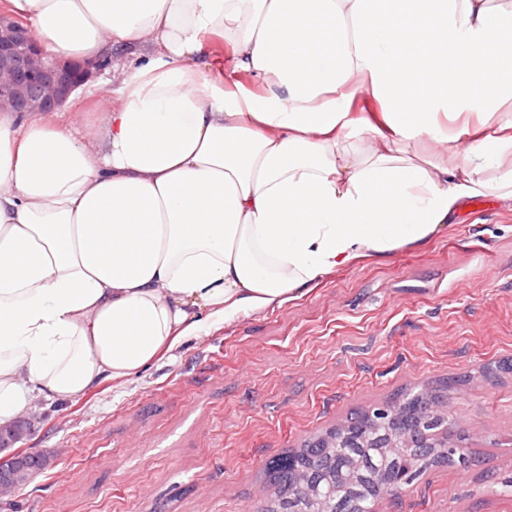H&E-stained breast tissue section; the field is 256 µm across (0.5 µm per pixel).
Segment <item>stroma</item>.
<instances>
[{
	"mask_svg": "<svg viewBox=\"0 0 512 512\" xmlns=\"http://www.w3.org/2000/svg\"><path fill=\"white\" fill-rule=\"evenodd\" d=\"M512 204L465 201L421 248L217 322L130 380L33 400L44 470L0 512H258L266 464L351 414L468 377L443 412L469 464L427 467L379 512H512Z\"/></svg>",
	"mask_w": 512,
	"mask_h": 512,
	"instance_id": "stroma-1",
	"label": "stroma"
}]
</instances>
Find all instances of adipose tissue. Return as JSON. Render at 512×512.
<instances>
[{"label": "adipose tissue", "instance_id": "ef3b65f1", "mask_svg": "<svg viewBox=\"0 0 512 512\" xmlns=\"http://www.w3.org/2000/svg\"><path fill=\"white\" fill-rule=\"evenodd\" d=\"M109 63L0 113V424L512 202V0H0Z\"/></svg>", "mask_w": 512, "mask_h": 512}]
</instances>
